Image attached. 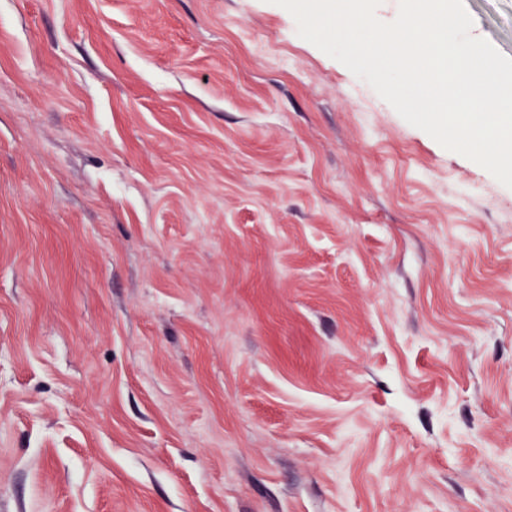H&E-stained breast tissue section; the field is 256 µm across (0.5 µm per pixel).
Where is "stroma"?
Returning a JSON list of instances; mask_svg holds the SVG:
<instances>
[{
  "label": "stroma",
  "mask_w": 512,
  "mask_h": 512,
  "mask_svg": "<svg viewBox=\"0 0 512 512\" xmlns=\"http://www.w3.org/2000/svg\"><path fill=\"white\" fill-rule=\"evenodd\" d=\"M0 512H512V188L273 0H0Z\"/></svg>",
  "instance_id": "1"
}]
</instances>
